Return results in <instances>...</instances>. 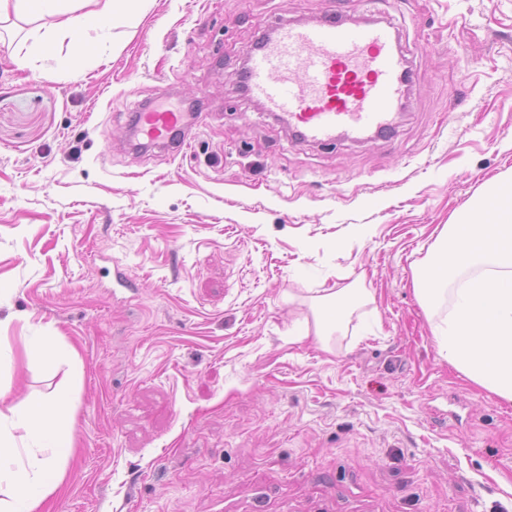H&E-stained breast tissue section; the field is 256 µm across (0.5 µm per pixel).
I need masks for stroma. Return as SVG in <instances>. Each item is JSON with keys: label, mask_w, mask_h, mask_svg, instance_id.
<instances>
[{"label": "stroma", "mask_w": 512, "mask_h": 512, "mask_svg": "<svg viewBox=\"0 0 512 512\" xmlns=\"http://www.w3.org/2000/svg\"><path fill=\"white\" fill-rule=\"evenodd\" d=\"M330 7L151 0L94 63L0 22V386L66 397L74 437L39 512H512V403L440 357L413 288L512 175V0H345L418 78L393 139L298 145L234 73L268 19ZM174 78L191 147L129 149V105ZM354 282L374 300L325 350L307 302ZM31 336L75 356L31 366Z\"/></svg>", "instance_id": "1"}]
</instances>
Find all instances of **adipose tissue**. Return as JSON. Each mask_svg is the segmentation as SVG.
Wrapping results in <instances>:
<instances>
[{"label":"adipose tissue","mask_w":512,"mask_h":512,"mask_svg":"<svg viewBox=\"0 0 512 512\" xmlns=\"http://www.w3.org/2000/svg\"><path fill=\"white\" fill-rule=\"evenodd\" d=\"M148 0H0V18L8 15L36 20L32 32L37 49H44L62 33L81 28L84 35L142 17ZM373 300L370 289L356 285L313 298V332L323 347L345 336L354 313ZM0 388V485L10 490L0 499V512H35L63 481L61 469L71 455L73 436L66 427L68 406L63 397L29 396L9 404ZM24 439L33 455L20 460L17 439Z\"/></svg>","instance_id":"obj_1"}]
</instances>
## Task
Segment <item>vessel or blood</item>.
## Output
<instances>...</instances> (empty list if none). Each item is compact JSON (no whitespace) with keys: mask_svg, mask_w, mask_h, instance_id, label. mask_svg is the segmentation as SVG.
I'll return each instance as SVG.
<instances>
[{"mask_svg":"<svg viewBox=\"0 0 512 512\" xmlns=\"http://www.w3.org/2000/svg\"><path fill=\"white\" fill-rule=\"evenodd\" d=\"M236 74L247 97L288 123L291 140L328 146L341 134L355 140L392 137L415 79L399 29L388 17L348 18L334 9L312 19L264 23L242 54ZM174 86L159 85L130 106L138 143L185 149L204 115L172 105Z\"/></svg>","mask_w":512,"mask_h":512,"instance_id":"obj_1","label":"vessel or blood"}]
</instances>
